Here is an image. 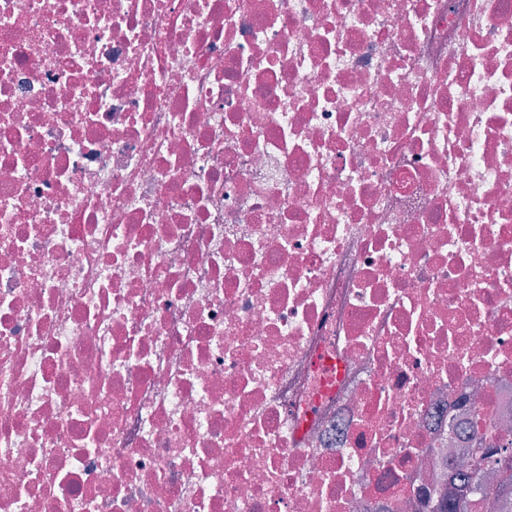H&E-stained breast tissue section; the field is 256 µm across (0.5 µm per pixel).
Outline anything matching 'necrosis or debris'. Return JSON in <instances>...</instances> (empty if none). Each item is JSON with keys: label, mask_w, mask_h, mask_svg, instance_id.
<instances>
[{"label": "necrosis or debris", "mask_w": 512, "mask_h": 512, "mask_svg": "<svg viewBox=\"0 0 512 512\" xmlns=\"http://www.w3.org/2000/svg\"><path fill=\"white\" fill-rule=\"evenodd\" d=\"M512 449V0H0V512H432Z\"/></svg>", "instance_id": "necrosis-or-debris-1"}]
</instances>
